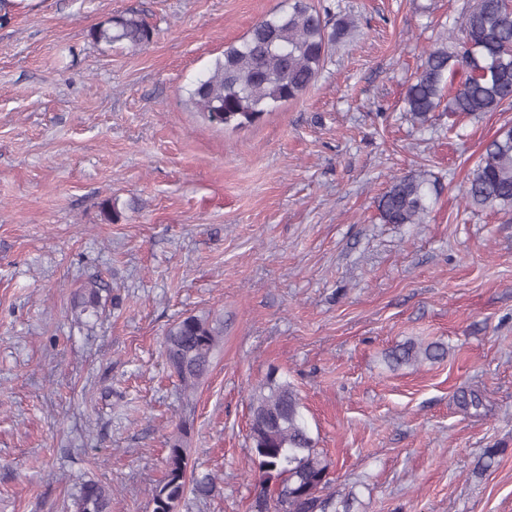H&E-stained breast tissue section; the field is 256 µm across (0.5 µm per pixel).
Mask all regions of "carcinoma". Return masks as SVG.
<instances>
[{"mask_svg": "<svg viewBox=\"0 0 512 512\" xmlns=\"http://www.w3.org/2000/svg\"><path fill=\"white\" fill-rule=\"evenodd\" d=\"M353 21L333 19L331 7L317 9L312 0H288V8L258 20L248 33L224 48L205 78L187 91L192 108L207 121L223 113L222 125L248 127L280 103L298 99L323 69L336 42ZM91 40L110 47L142 49L153 42L154 28L139 14L114 15L94 25ZM458 80L455 91L446 90ZM448 111L496 112L512 105V0H475L461 17L458 31L448 30V43L423 51L421 63L404 95V111L423 125L443 99ZM426 180L417 174L393 178L378 200L388 224H417L427 211ZM469 206L512 205V127L503 126L486 143L466 191ZM102 288L95 280L80 290L81 312L98 313ZM224 325L208 315H188L166 332L165 356L180 386L193 392L211 371ZM437 343L425 347L409 341L393 350L394 365L444 357ZM249 439L262 475L281 480L277 512H317L319 492L328 484V466L301 414L294 386L271 371L250 401ZM187 428L170 444L164 478L152 492V512H179L187 491L206 499L217 491L215 477L188 475L184 443ZM112 488L83 483L76 512H110Z\"/></svg>", "mask_w": 512, "mask_h": 512, "instance_id": "carcinoma-1", "label": "carcinoma"}]
</instances>
